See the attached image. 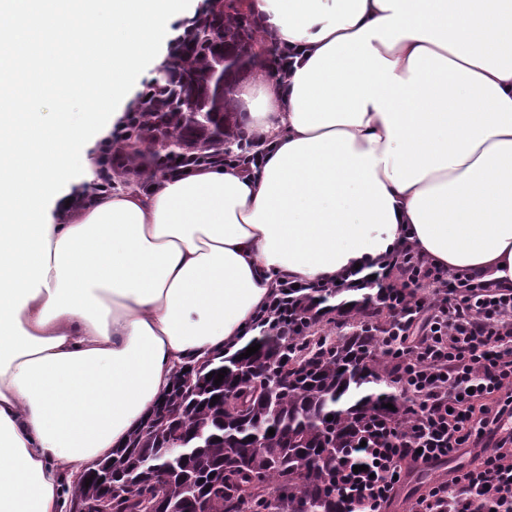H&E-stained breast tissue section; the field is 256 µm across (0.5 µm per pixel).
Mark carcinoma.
I'll list each match as a JSON object with an SVG mask.
<instances>
[{
    "label": "carcinoma",
    "mask_w": 512,
    "mask_h": 512,
    "mask_svg": "<svg viewBox=\"0 0 512 512\" xmlns=\"http://www.w3.org/2000/svg\"><path fill=\"white\" fill-rule=\"evenodd\" d=\"M208 32L233 52L229 62L206 41ZM256 40L247 0H208L206 18L189 28L164 62L170 80L152 84L153 92L133 109L122 134L123 155L162 172L179 157L236 140L230 86L251 68ZM214 70L224 74V85L201 81ZM169 137L182 142L175 157L152 149ZM96 164L99 190L124 181L125 170L112 167L108 146L100 147ZM339 295L309 299L302 311L317 307V316L302 318L290 334L261 330L232 353H214L185 373L177 369L164 401L113 458L89 469L92 483L82 479L72 487L70 512H90L105 500L112 512H339L338 457L355 445L366 423L404 416L410 403L393 385L402 370L386 361L393 337L376 295L362 292L331 303ZM256 344L258 352L238 359ZM221 369L227 373L217 386ZM231 397L240 408L227 406ZM174 445L183 448L182 457L167 455Z\"/></svg>",
    "instance_id": "1"
}]
</instances>
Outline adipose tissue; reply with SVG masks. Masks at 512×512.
<instances>
[{"mask_svg":"<svg viewBox=\"0 0 512 512\" xmlns=\"http://www.w3.org/2000/svg\"><path fill=\"white\" fill-rule=\"evenodd\" d=\"M197 2L0 0V512H60L179 367L250 338L277 278L367 275L407 244L512 286V0H248L300 53L237 93L259 168L70 211L84 124L112 133Z\"/></svg>","mask_w":512,"mask_h":512,"instance_id":"1","label":"adipose tissue"}]
</instances>
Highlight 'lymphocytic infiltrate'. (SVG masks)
<instances>
[{
    "instance_id": "f902f5d3",
    "label": "lymphocytic infiltrate",
    "mask_w": 512,
    "mask_h": 512,
    "mask_svg": "<svg viewBox=\"0 0 512 512\" xmlns=\"http://www.w3.org/2000/svg\"><path fill=\"white\" fill-rule=\"evenodd\" d=\"M366 287L383 290L404 366L411 419L380 418L336 465L341 512H384L410 471L467 454L411 512H512V288L451 274L412 247L395 249ZM304 296L279 280L253 319L292 325Z\"/></svg>"
}]
</instances>
